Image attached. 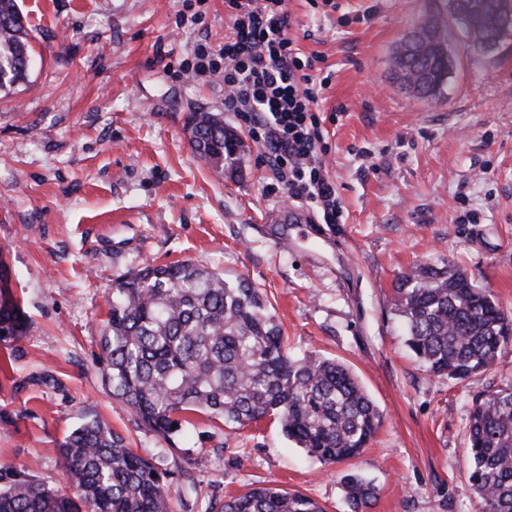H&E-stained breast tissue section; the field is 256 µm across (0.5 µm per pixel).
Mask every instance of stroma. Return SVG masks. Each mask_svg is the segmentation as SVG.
I'll list each match as a JSON object with an SVG mask.
<instances>
[{"label":"stroma","instance_id":"35a3bbf8","mask_svg":"<svg viewBox=\"0 0 512 512\" xmlns=\"http://www.w3.org/2000/svg\"><path fill=\"white\" fill-rule=\"evenodd\" d=\"M287 0L302 52L331 83L319 103L343 218L320 246L283 237L267 213L274 172L244 141L225 170L189 144L188 113L223 112L224 85L174 74L198 42L223 44L224 0H18L33 49L27 82L0 93V259L28 336L0 344V464L65 483L57 446L99 417L173 470V512H206L249 487L297 490L348 512L341 478L379 495L371 512H477L468 482L475 398L512 385V346L456 384L405 345L392 289L420 262L454 264L512 309V33L491 51L448 35L457 64L421 99L391 76L397 47L445 0ZM478 220L460 223L466 211ZM188 260L258 288L296 354L347 364L384 421L356 459L325 466L275 418L231 428L193 414L167 442L113 398L96 359L120 279Z\"/></svg>","mask_w":512,"mask_h":512}]
</instances>
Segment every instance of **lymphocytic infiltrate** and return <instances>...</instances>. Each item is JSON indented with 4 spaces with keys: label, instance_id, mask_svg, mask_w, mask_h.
I'll use <instances>...</instances> for the list:
<instances>
[{
    "label": "lymphocytic infiltrate",
    "instance_id": "1",
    "mask_svg": "<svg viewBox=\"0 0 512 512\" xmlns=\"http://www.w3.org/2000/svg\"><path fill=\"white\" fill-rule=\"evenodd\" d=\"M231 32L223 46L196 44L192 77L224 83V109L244 127L273 168L276 189L337 224L342 206L325 164L328 152L316 106L330 82L316 56L290 35L286 0H224Z\"/></svg>",
    "mask_w": 512,
    "mask_h": 512
}]
</instances>
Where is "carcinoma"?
I'll return each mask as SVG.
<instances>
[{"label": "carcinoma", "mask_w": 512, "mask_h": 512, "mask_svg": "<svg viewBox=\"0 0 512 512\" xmlns=\"http://www.w3.org/2000/svg\"><path fill=\"white\" fill-rule=\"evenodd\" d=\"M491 50L512 29V0H449L421 24L411 46L393 58V75L419 98L437 95L455 65L448 22ZM29 34L17 0H0V90L26 81ZM194 151L216 169L236 160L238 139L212 112H193L186 127ZM100 337L105 385L138 422L169 441L186 435L188 414L246 427L277 417L288 440L333 464L360 455L382 412L343 362L296 356L258 289L227 282L184 261L151 265L112 289ZM392 305L406 344L431 373L456 383L491 368L512 344V313L463 270L418 264L393 288ZM28 331L26 316L0 260V343ZM71 493L30 471L0 464V512H172L173 472L127 446L97 418L58 446ZM469 481L479 512H512V386L473 402L468 425ZM350 512H369L378 490L357 474L342 477ZM208 512H327L299 491L251 488Z\"/></svg>", "instance_id": "obj_1"}]
</instances>
